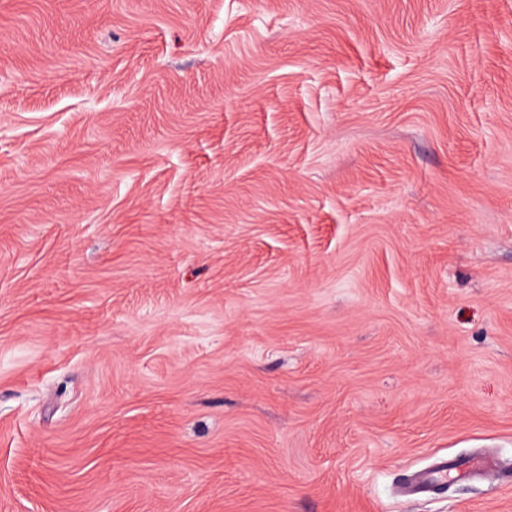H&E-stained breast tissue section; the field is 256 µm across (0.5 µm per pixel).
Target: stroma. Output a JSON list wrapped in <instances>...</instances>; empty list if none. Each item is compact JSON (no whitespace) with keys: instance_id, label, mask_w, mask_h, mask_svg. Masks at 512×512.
Listing matches in <instances>:
<instances>
[{"instance_id":"1","label":"stroma","mask_w":512,"mask_h":512,"mask_svg":"<svg viewBox=\"0 0 512 512\" xmlns=\"http://www.w3.org/2000/svg\"><path fill=\"white\" fill-rule=\"evenodd\" d=\"M509 471L512 0H0V512Z\"/></svg>"}]
</instances>
